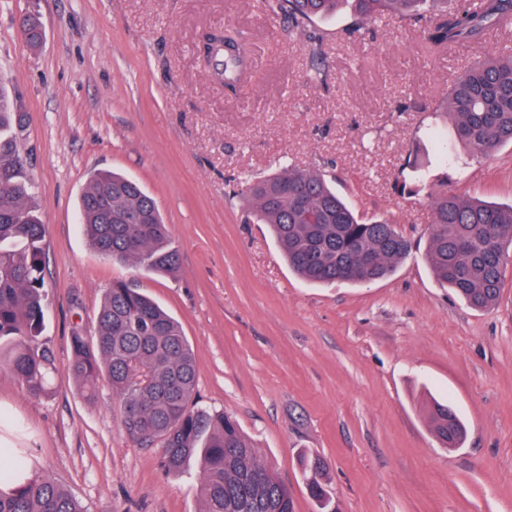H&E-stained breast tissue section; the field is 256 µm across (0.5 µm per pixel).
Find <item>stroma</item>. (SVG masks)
Segmentation results:
<instances>
[{
    "label": "stroma",
    "instance_id": "1",
    "mask_svg": "<svg viewBox=\"0 0 512 512\" xmlns=\"http://www.w3.org/2000/svg\"><path fill=\"white\" fill-rule=\"evenodd\" d=\"M30 10L45 31L35 50L18 30ZM350 20L345 4L316 22L333 40L320 84L307 78L306 49L256 0H0V88L27 115L21 147L46 225L40 342L56 365L40 398L0 370V439L87 512L202 508L199 466L166 474L161 447L121 432L111 386L87 401L67 371L73 326L94 335L117 280L180 322L200 406L235 416L295 512H318L304 454L326 464L338 512H512V265L498 303L470 308L424 257L426 195L394 190L417 139L452 134L445 93L501 37L428 57L416 27L399 23L336 40ZM227 23L247 33L256 74L233 99L196 49ZM288 164L323 171L357 210L392 219L410 255L369 284L312 285L291 273L269 226L247 223L236 194L245 178ZM99 170L153 196L180 253L175 275L90 249L78 201ZM430 175L458 194L511 202L512 146ZM434 400L464 421L460 447L431 434Z\"/></svg>",
    "mask_w": 512,
    "mask_h": 512
}]
</instances>
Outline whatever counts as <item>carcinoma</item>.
<instances>
[{"label": "carcinoma", "mask_w": 512, "mask_h": 512, "mask_svg": "<svg viewBox=\"0 0 512 512\" xmlns=\"http://www.w3.org/2000/svg\"><path fill=\"white\" fill-rule=\"evenodd\" d=\"M352 10L342 34H360L366 25L394 16L418 27L429 55L462 42H478L491 31H512V0H441L443 8L422 11L427 0H262L284 16L288 35L307 48L310 78L328 75L326 37L315 21L342 3ZM26 46L42 40L41 23L24 22ZM205 57L224 87L234 90L246 72L243 34L224 27L202 43ZM444 115L476 161L512 145V47L473 61L448 90ZM25 118L0 90V369L13 374L34 396L49 392L52 353L39 345L45 327L43 242L46 227L33 204L28 157L20 150ZM455 156L448 142L419 141L407 154V174L394 184L400 195L424 192L432 208L426 259L435 278L472 308L494 306L505 268L512 264V203L496 204L448 190L435 182L433 162L446 167ZM241 195L255 215L270 225L288 266L310 283L362 284L377 280L405 259L411 244L394 223L352 208L320 173L290 167L250 181ZM80 223L99 255L157 276L179 270V254L155 199L135 180L110 171L95 173L79 201ZM95 335L75 327L70 336L69 374L86 399L106 381L121 401L120 430L133 442L163 448V469L179 474L198 458L201 512H294L288 486L254 448L235 418L197 405L195 352L178 321L130 284L112 283L95 317ZM430 431L446 448L457 447L464 427L452 407L436 402ZM307 488L319 512H336L327 489V468L317 458L304 462ZM0 512H86L84 505L54 480L33 475L22 482L0 471Z\"/></svg>", "instance_id": "1"}]
</instances>
